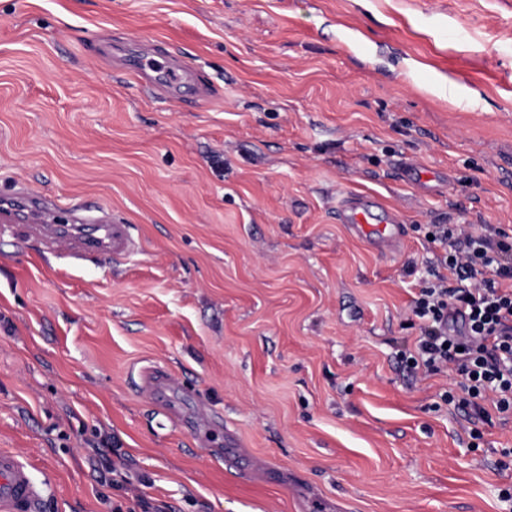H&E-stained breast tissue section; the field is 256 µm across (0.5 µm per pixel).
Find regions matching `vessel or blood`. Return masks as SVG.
Here are the masks:
<instances>
[{
  "label": "vessel or blood",
  "instance_id": "1",
  "mask_svg": "<svg viewBox=\"0 0 512 512\" xmlns=\"http://www.w3.org/2000/svg\"><path fill=\"white\" fill-rule=\"evenodd\" d=\"M129 70L145 77L151 87L163 90L180 84L186 73L185 67L171 62L161 69L140 62L130 65ZM375 206V201L368 197L349 193L337 207L336 218L383 252L402 241L403 226L392 211L387 212L385 223H378L373 213ZM25 233L46 245H67L79 259L102 257L116 261L137 248L127 225L113 223L103 216L91 224H59L47 213L38 223L26 225ZM42 495L43 489L35 481L29 465L18 455L1 450L0 512H37Z\"/></svg>",
  "mask_w": 512,
  "mask_h": 512
}]
</instances>
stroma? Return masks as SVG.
Wrapping results in <instances>:
<instances>
[{"mask_svg":"<svg viewBox=\"0 0 512 512\" xmlns=\"http://www.w3.org/2000/svg\"><path fill=\"white\" fill-rule=\"evenodd\" d=\"M125 51L213 93L147 90ZM349 191L399 213L398 255L338 223ZM15 193L138 244L0 227V450L41 512H507L512 421L471 440L455 373L401 359L430 225L512 235V0H0ZM95 224H57L51 213H45L36 224H24L27 237L45 245L64 244L79 259L102 257L120 260L131 255L137 244L126 224L112 223L105 216Z\"/></svg>","mask_w":512,"mask_h":512,"instance_id":"35a3bbf8","label":"stroma"}]
</instances>
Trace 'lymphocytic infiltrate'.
I'll return each mask as SVG.
<instances>
[{
	"mask_svg": "<svg viewBox=\"0 0 512 512\" xmlns=\"http://www.w3.org/2000/svg\"><path fill=\"white\" fill-rule=\"evenodd\" d=\"M445 250L442 272L420 287L412 314L421 323L410 371L453 369L462 398L447 391L479 438V424L512 419V236L493 227L472 233L434 224Z\"/></svg>",
	"mask_w": 512,
	"mask_h": 512,
	"instance_id": "obj_1",
	"label": "lymphocytic infiltrate"
}]
</instances>
